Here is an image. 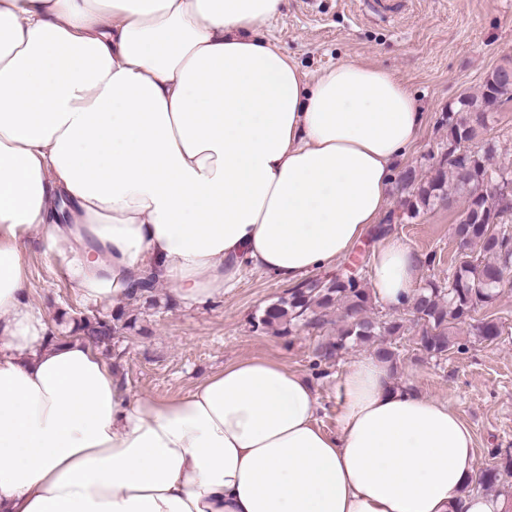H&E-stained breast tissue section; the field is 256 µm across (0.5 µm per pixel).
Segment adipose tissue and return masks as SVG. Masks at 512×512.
<instances>
[{
    "instance_id": "1",
    "label": "adipose tissue",
    "mask_w": 512,
    "mask_h": 512,
    "mask_svg": "<svg viewBox=\"0 0 512 512\" xmlns=\"http://www.w3.org/2000/svg\"><path fill=\"white\" fill-rule=\"evenodd\" d=\"M284 0H0V512H512L468 492L472 431L368 354L335 432L278 360L134 397L29 298L37 237L85 302L147 275L190 306L250 267L286 284L383 218L423 114L390 69L307 75L265 34ZM421 257L373 254L398 308Z\"/></svg>"
}]
</instances>
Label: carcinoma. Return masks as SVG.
<instances>
[{"label":"carcinoma","mask_w":512,"mask_h":512,"mask_svg":"<svg viewBox=\"0 0 512 512\" xmlns=\"http://www.w3.org/2000/svg\"><path fill=\"white\" fill-rule=\"evenodd\" d=\"M506 68L512 70V63L489 71L477 93L448 105L443 113L448 152L434 175L423 180L416 168L408 167L399 177L401 189L407 193L403 214L409 219L427 214L438 204L451 208L456 198L465 199L454 236L465 241L468 254L448 267V286L429 281L406 304V310L420 325L416 344L432 357L443 355L454 345L452 328L458 325L470 327L473 335L490 343L502 334L498 319L491 315L477 319L475 314L494 307L512 274V202H505L504 195L495 188L498 179H512V165L493 163L495 149L490 144L477 151L470 150L469 144L487 128L489 114L499 110L498 103L512 100V95L507 97L500 89V71ZM371 300L370 289L359 274L312 279L268 306L257 325L278 324L290 333L308 325L315 309L336 302L343 306L348 322L333 348L339 351L349 341L366 344L373 347L374 355L395 364L398 353L387 338L405 335L406 326L398 318L377 321L367 316ZM72 322L95 346H108L117 335L135 327V321L123 318L120 311L108 319L91 315ZM505 473L512 474V454L508 452L482 472L478 483L484 488L493 487Z\"/></svg>","instance_id":"1"}]
</instances>
